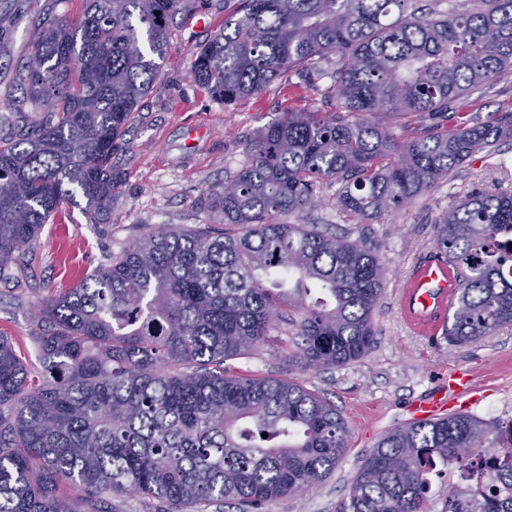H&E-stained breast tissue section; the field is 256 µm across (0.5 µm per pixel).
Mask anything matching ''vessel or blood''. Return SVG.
I'll list each match as a JSON object with an SVG mask.
<instances>
[{
	"label": "vessel or blood",
	"mask_w": 512,
	"mask_h": 512,
	"mask_svg": "<svg viewBox=\"0 0 512 512\" xmlns=\"http://www.w3.org/2000/svg\"><path fill=\"white\" fill-rule=\"evenodd\" d=\"M458 285L455 273L438 257L426 260L415 269L400 299V308L408 320L422 333L432 335L444 323L448 301ZM475 395L474 378L462 372L452 377L430 398L415 403L411 413L425 420L446 415L450 406L469 403Z\"/></svg>",
	"instance_id": "obj_1"
}]
</instances>
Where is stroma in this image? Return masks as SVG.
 I'll use <instances>...</instances> for the list:
<instances>
[{"instance_id": "obj_1", "label": "stroma", "mask_w": 512, "mask_h": 512, "mask_svg": "<svg viewBox=\"0 0 512 512\" xmlns=\"http://www.w3.org/2000/svg\"><path fill=\"white\" fill-rule=\"evenodd\" d=\"M235 6L236 0H192L189 10L170 19L174 49L112 155L123 181L112 198L111 219L91 224L77 208L57 215L0 279V334L22 353L32 358L38 353L43 330L36 324L35 306L48 289L81 283L155 227L223 223V215L209 203L211 187L246 164L247 143L284 111L300 81L275 80L258 95L231 105L214 100L194 82L191 70L198 48L220 27L225 10ZM84 8L85 0H0V137L29 117L18 105L23 93L16 72L30 53L35 32L48 18L69 20ZM511 105L509 72L453 103L446 113L420 122L401 118L395 132L404 138L419 125L443 130L461 112L484 122ZM339 188L336 182L323 185L312 204L287 215V222L349 231L350 222L335 206ZM494 189L512 190V140L476 151L394 216L360 225V233L378 244L386 269L373 315L376 342L357 361L296 375L336 405L348 424V449L321 484L272 502L265 512H339L365 456L389 430L411 422V404L435 392L440 374H474L477 396L465 412L484 420L512 417V328L458 347L443 335L418 333L398 304L410 272L436 251V220L472 192ZM288 353V348L266 345L231 366L244 374L284 377Z\"/></svg>"}]
</instances>
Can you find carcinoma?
<instances>
[{
	"mask_svg": "<svg viewBox=\"0 0 512 512\" xmlns=\"http://www.w3.org/2000/svg\"><path fill=\"white\" fill-rule=\"evenodd\" d=\"M85 2L77 20L43 24L17 73L33 115L0 138V275L57 214L110 217L112 154L187 0ZM238 2L196 52L194 81L230 105L328 63L338 111L303 96L246 144L249 162L210 190L229 229L158 227L83 283L42 297L38 366L0 336V512H112L105 495L129 491L175 512L214 502L262 512L321 483L347 450L336 406L289 378L226 363L270 343L289 308L299 318L288 371L362 358L385 269L362 236L279 217L336 180V207L358 224L381 218L512 137V107L413 138L392 124L444 113L512 72V0L435 18L408 11L409 0ZM511 243L510 190L477 191L436 221V248L458 277L450 343L512 326ZM312 288L329 300L307 304ZM476 458L482 502L459 492L448 512H512V419L463 411L388 431L341 512H429L437 468Z\"/></svg>",
	"mask_w": 512,
	"mask_h": 512,
	"instance_id": "carcinoma-1",
	"label": "carcinoma"
}]
</instances>
